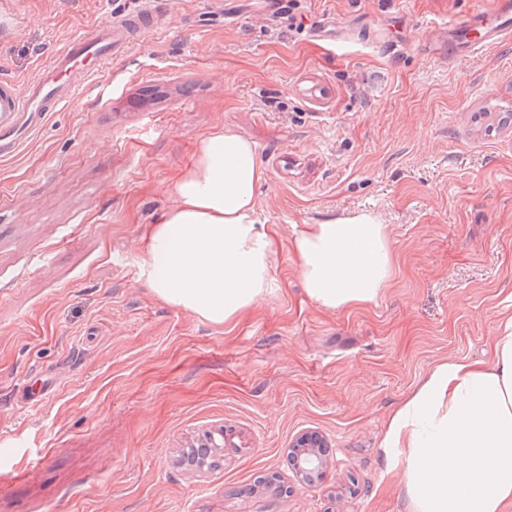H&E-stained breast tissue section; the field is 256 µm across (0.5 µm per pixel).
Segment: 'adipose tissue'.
<instances>
[{"label":"adipose tissue","instance_id":"ef3b65f1","mask_svg":"<svg viewBox=\"0 0 512 512\" xmlns=\"http://www.w3.org/2000/svg\"><path fill=\"white\" fill-rule=\"evenodd\" d=\"M256 147L217 131L169 192L175 204L145 232L141 274L164 302L221 324L266 292L272 239L255 217L266 182ZM308 296L337 309L374 301L393 259L371 213L305 225L295 236ZM494 361L438 365L393 413L381 444L404 465L410 512H502L512 501V322Z\"/></svg>","mask_w":512,"mask_h":512}]
</instances>
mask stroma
I'll return each instance as SVG.
<instances>
[{
    "instance_id": "35a3bbf8",
    "label": "stroma",
    "mask_w": 512,
    "mask_h": 512,
    "mask_svg": "<svg viewBox=\"0 0 512 512\" xmlns=\"http://www.w3.org/2000/svg\"><path fill=\"white\" fill-rule=\"evenodd\" d=\"M494 0H0V82L151 9L155 25L0 156V512H408L380 451L439 364L512 319V41L448 57ZM256 147L267 293L214 324L145 283L144 231L202 140ZM363 212L393 272L308 297L293 240ZM317 431L307 484L292 440ZM223 433L217 466L181 455Z\"/></svg>"
}]
</instances>
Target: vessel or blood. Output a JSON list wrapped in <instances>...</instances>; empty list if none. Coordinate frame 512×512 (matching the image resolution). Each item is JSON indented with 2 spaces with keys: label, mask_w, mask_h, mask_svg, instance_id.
I'll return each instance as SVG.
<instances>
[{
  "label": "vessel or blood",
  "mask_w": 512,
  "mask_h": 512,
  "mask_svg": "<svg viewBox=\"0 0 512 512\" xmlns=\"http://www.w3.org/2000/svg\"><path fill=\"white\" fill-rule=\"evenodd\" d=\"M151 10L143 9L121 19L99 25L88 36L68 42L53 63L45 67L29 90L13 84H0V156L16 151L25 130L37 126L46 113L70 100L77 89L70 75L88 61L99 63L115 58L127 39L151 28ZM481 32L480 45H491L512 38V0H495L493 11L473 13L453 30V43H463L469 29Z\"/></svg>",
  "instance_id": "obj_1"
}]
</instances>
